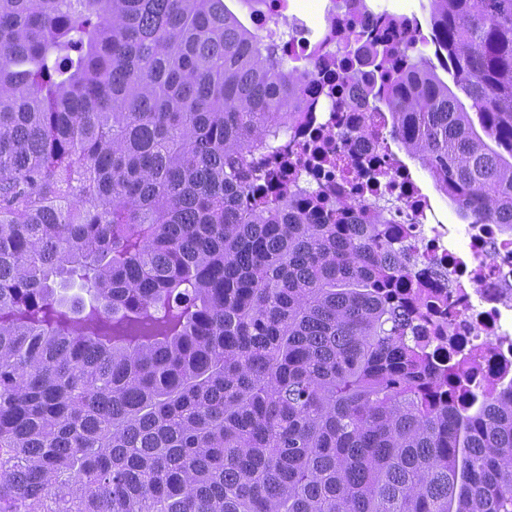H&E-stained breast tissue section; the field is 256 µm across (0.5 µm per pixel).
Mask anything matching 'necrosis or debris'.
I'll list each match as a JSON object with an SVG mask.
<instances>
[{"instance_id":"4bbe7bcc","label":"necrosis or debris","mask_w":512,"mask_h":512,"mask_svg":"<svg viewBox=\"0 0 512 512\" xmlns=\"http://www.w3.org/2000/svg\"><path fill=\"white\" fill-rule=\"evenodd\" d=\"M322 15L311 22L297 0H263L249 17L256 31L272 36L276 51L309 76L300 97L302 119L289 126L266 163L298 190L327 198L344 193L358 210L392 203L400 243L415 257L412 282L426 296L446 302L434 311L414 305L429 331H440L458 365L477 380L512 376V236L497 224H469L464 249L449 239L440 207L419 175L401 158L387 119L366 94L371 80L364 60L385 46L402 49L421 41L424 21L412 9H394L370 0H321ZM289 18L287 31L278 23ZM371 126L360 136L358 125Z\"/></svg>"}]
</instances>
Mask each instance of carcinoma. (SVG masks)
Returning <instances> with one entry per match:
<instances>
[{"mask_svg": "<svg viewBox=\"0 0 512 512\" xmlns=\"http://www.w3.org/2000/svg\"><path fill=\"white\" fill-rule=\"evenodd\" d=\"M426 23L368 93L512 230V0ZM305 81L224 0H0V512H512V384L457 402L388 210L255 194Z\"/></svg>", "mask_w": 512, "mask_h": 512, "instance_id": "obj_1", "label": "carcinoma"}]
</instances>
